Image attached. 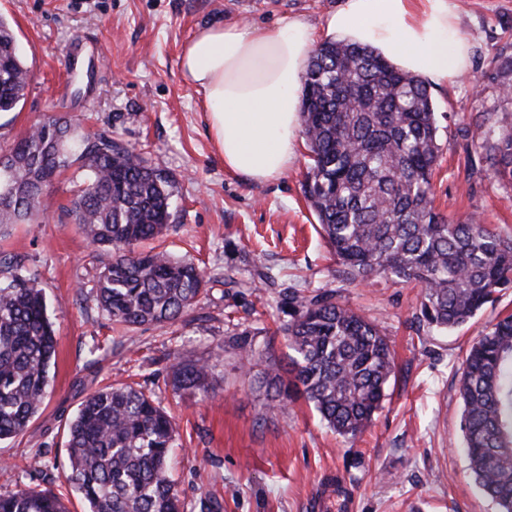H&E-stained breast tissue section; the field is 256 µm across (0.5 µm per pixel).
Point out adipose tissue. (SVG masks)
<instances>
[{
    "mask_svg": "<svg viewBox=\"0 0 512 512\" xmlns=\"http://www.w3.org/2000/svg\"><path fill=\"white\" fill-rule=\"evenodd\" d=\"M327 34L373 47L394 66L439 85L467 72L470 42L451 0H345ZM318 39L299 18L273 29L209 25L183 46L179 66L202 97L225 169L262 182L295 156L303 76Z\"/></svg>",
    "mask_w": 512,
    "mask_h": 512,
    "instance_id": "ef3b65f1",
    "label": "adipose tissue"
}]
</instances>
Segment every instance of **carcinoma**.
Here are the masks:
<instances>
[{
    "label": "carcinoma",
    "instance_id": "cac0c4a2",
    "mask_svg": "<svg viewBox=\"0 0 512 512\" xmlns=\"http://www.w3.org/2000/svg\"><path fill=\"white\" fill-rule=\"evenodd\" d=\"M30 70L9 24L0 19V112L24 99ZM301 120L311 152L304 184L320 234L340 276L364 285L378 278L421 288V318L441 329L469 322L512 288V237L475 219L455 221L434 206L432 178L442 153L428 86L367 47L329 39L304 76ZM474 146L494 176L512 183V125L482 122ZM79 163L82 187L71 213L95 247L113 250L95 281L99 304L126 328L165 326L205 292L203 272L165 251L138 245L167 228L173 178L106 133L84 135L55 120L27 133L0 156V224H21L46 209L43 186ZM292 380L268 362L261 385L281 406L299 395L327 427L355 438L382 408L394 374L379 325L336 301L330 290L288 294ZM249 328L237 333L240 359L261 352ZM56 329L36 278L15 274L0 286V440L23 434L50 389ZM206 362L173 367L175 392L206 394ZM463 451L475 483L512 512V314L500 318L462 362ZM173 417L132 385L88 394L68 423V482L89 512H184L169 473ZM0 512H69L51 492L31 487L0 495Z\"/></svg>",
    "mask_w": 512,
    "mask_h": 512
}]
</instances>
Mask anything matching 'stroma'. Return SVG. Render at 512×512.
<instances>
[{
  "instance_id": "1",
  "label": "stroma",
  "mask_w": 512,
  "mask_h": 512,
  "mask_svg": "<svg viewBox=\"0 0 512 512\" xmlns=\"http://www.w3.org/2000/svg\"><path fill=\"white\" fill-rule=\"evenodd\" d=\"M471 44L460 79L431 87L442 156L433 178L438 210L474 217L512 236V185L493 177L472 144L475 122L512 123V0H455ZM344 0H0L31 76L14 118L0 126V151L32 127L72 117L109 132L175 181L173 216L156 247L203 270L207 292L194 311L161 328L112 326L93 290L112 261L92 249L65 207L80 182L69 167L45 187L50 206L23 224H0V256L17 257L47 298L56 329L52 386L25 433L0 441V494L30 486L64 497L70 512L87 503L67 485V424L89 392L139 384L175 419L178 449L170 474L186 512L213 493L222 512H497L475 485L460 452V368L473 341L512 312V288L465 325L441 331L419 322V291L383 279L346 286L303 193L311 163L298 141L287 171L254 182L230 175L212 143L200 95L185 83L179 55L200 27L283 16L315 27ZM95 48L83 70L68 48ZM332 290L338 301L378 322L396 374L388 398L357 440L330 431L312 405L268 407L256 378L267 359L287 362L279 327L288 291ZM256 329L263 359L244 368L235 325ZM98 363H91V353ZM211 367L208 395L175 394L177 362ZM42 453L44 466L33 468Z\"/></svg>"
}]
</instances>
